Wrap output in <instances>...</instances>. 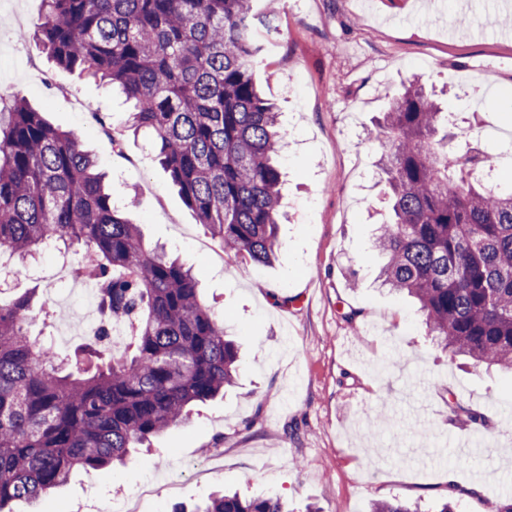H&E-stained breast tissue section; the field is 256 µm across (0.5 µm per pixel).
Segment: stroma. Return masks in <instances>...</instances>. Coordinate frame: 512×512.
Segmentation results:
<instances>
[{
  "label": "stroma",
  "instance_id": "35a3bbf8",
  "mask_svg": "<svg viewBox=\"0 0 512 512\" xmlns=\"http://www.w3.org/2000/svg\"><path fill=\"white\" fill-rule=\"evenodd\" d=\"M254 79L287 132L280 247L256 266L212 239L159 165L148 132L127 128L128 106L94 78L57 66L34 35L42 0H0V95L25 99L52 126L77 130L108 174L112 201L131 212L147 247L187 267L240 348L234 387L198 405L188 424L154 437L123 465L74 472L39 512L92 498L120 512H173L216 490L281 498L289 512H371L383 499L423 512L454 497L458 512H492L512 492V373L442 350L418 306L382 286L375 229L390 216L369 131L412 80L490 161L512 154V0H250ZM82 250L45 249L8 290L36 292L30 331L60 358L77 310L72 269ZM362 309L358 324L342 309ZM459 401L481 424L452 422ZM149 480L178 482L143 497Z\"/></svg>",
  "mask_w": 512,
  "mask_h": 512
}]
</instances>
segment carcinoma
I'll return each mask as SVG.
<instances>
[{"label":"carcinoma","mask_w":512,"mask_h":512,"mask_svg":"<svg viewBox=\"0 0 512 512\" xmlns=\"http://www.w3.org/2000/svg\"><path fill=\"white\" fill-rule=\"evenodd\" d=\"M49 57L133 103L160 164L222 247L256 264L278 247L285 132L253 65L249 0H44ZM451 115L410 85L376 124L391 219L376 244L382 283L415 299L438 345L512 371V184L490 187L484 151H439ZM82 244L101 316L67 371L31 338L30 297L0 291V512L34 504L76 470L96 474L186 423L234 383L238 349L197 282L145 246L119 214L82 136L22 98L0 105V257L16 271L38 247ZM123 352L103 348L115 325ZM286 512L277 497L217 492L188 511Z\"/></svg>","instance_id":"cac0c4a2"}]
</instances>
